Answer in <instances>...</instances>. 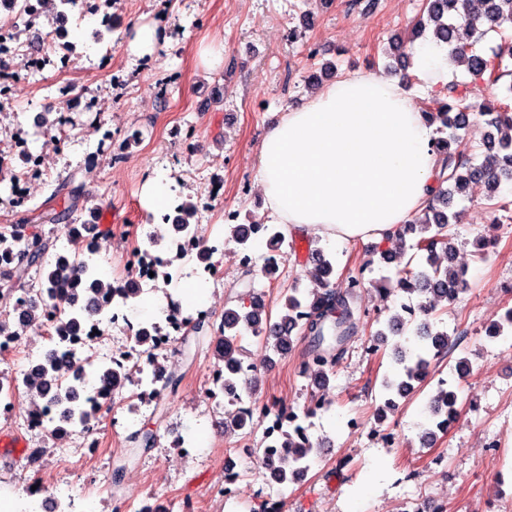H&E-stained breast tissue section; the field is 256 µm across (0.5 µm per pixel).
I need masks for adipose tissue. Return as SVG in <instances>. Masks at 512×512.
I'll return each instance as SVG.
<instances>
[{"instance_id": "adipose-tissue-1", "label": "adipose tissue", "mask_w": 512, "mask_h": 512, "mask_svg": "<svg viewBox=\"0 0 512 512\" xmlns=\"http://www.w3.org/2000/svg\"><path fill=\"white\" fill-rule=\"evenodd\" d=\"M410 74L429 89L446 85L447 51L415 46ZM433 137L401 76H341L284 112L259 145L268 223L334 244H387L429 202Z\"/></svg>"}]
</instances>
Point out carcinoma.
I'll return each mask as SVG.
<instances>
[{
    "label": "carcinoma",
    "mask_w": 512,
    "mask_h": 512,
    "mask_svg": "<svg viewBox=\"0 0 512 512\" xmlns=\"http://www.w3.org/2000/svg\"><path fill=\"white\" fill-rule=\"evenodd\" d=\"M472 3L473 0H425L424 11L433 22V38L448 47L452 60L465 66L470 74L485 76L489 83L496 85L504 77H512V70L504 65L505 59L512 58V43L499 45L489 55L478 52L476 45L487 32L506 23L512 26V0H480L481 9L477 11ZM389 49L397 64L406 66L409 53L405 41L397 35L392 36ZM472 111L473 105L454 86L446 88L445 97L434 99V107L428 114L431 121L437 123L438 136L433 138V148L440 156V172L432 186L429 203L404 227V233L416 235L413 249L415 254L424 257V261L414 269L409 259L397 265L395 277L373 282L375 287L384 291L400 288L406 293L423 296L426 300L424 311L428 315L441 302L450 306L455 304L457 286L463 284L456 266L440 259L442 254L451 258L454 251L452 235L448 233V228L458 221L457 214L448 213L454 193L465 191L471 184L482 183L487 192L486 200L491 201L497 196L501 181L512 179V82L503 89L496 105L481 108L485 125L490 128L482 140L486 154L481 161L466 157L458 150ZM84 199L81 186L72 181L61 184L54 188L43 204L30 209L28 223L73 224ZM4 240H10L18 247L19 259L17 266L8 272L10 278L24 280L33 270L41 289H64L80 276L88 278L98 289L111 288L99 278L98 272L87 269L81 246L71 262L55 266L46 260L50 243L42 235L33 232L27 236L15 227L10 230L3 228L0 230V242ZM306 265L310 275L323 285L322 290L300 294L298 289H291V294L285 298L284 311L277 320H271L261 300L254 295L247 302L240 301L237 307L224 308L223 336L213 351L217 361L230 367L238 363L239 342L242 330L246 328L262 336L265 346L276 351L291 347L293 331L298 329L308 339L305 368L312 371L322 385L330 382L345 345L358 332L354 298L363 284V276L352 278L344 289L330 287L335 265L320 248L309 249ZM418 338L419 343L410 356L399 346L394 349L393 357L398 369L393 378L383 382L387 398L384 407L377 412L380 421L386 417L385 410L395 409L396 397L408 395L414 389L413 383L423 379V370L430 366L431 359L453 345L447 330L435 329L428 321L419 328ZM78 385L79 376L60 381L50 367L33 374L27 381L29 393L37 396L49 391L66 411L75 403ZM432 408L443 414L458 415L456 392L437 395ZM256 425L253 414L244 411L225 423V427L232 430H252ZM281 438L288 453L271 461L269 467L279 484L286 487L296 480V476L309 471L313 444L296 440L295 432L290 429L282 431Z\"/></svg>",
    "instance_id": "1"
}]
</instances>
